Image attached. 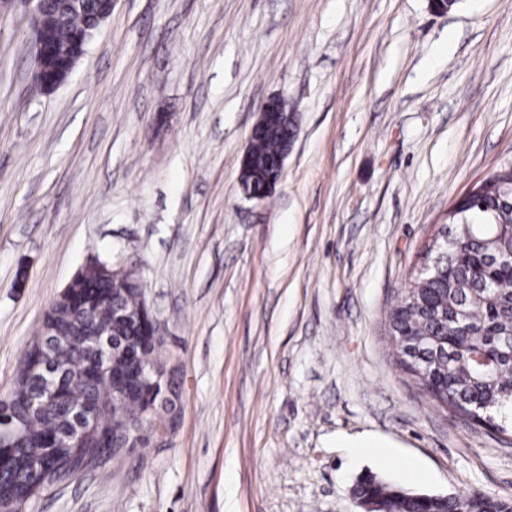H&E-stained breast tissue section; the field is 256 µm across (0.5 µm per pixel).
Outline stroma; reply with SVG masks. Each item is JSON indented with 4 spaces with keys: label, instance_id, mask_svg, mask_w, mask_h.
<instances>
[{
    "label": "stroma",
    "instance_id": "obj_1",
    "mask_svg": "<svg viewBox=\"0 0 512 512\" xmlns=\"http://www.w3.org/2000/svg\"><path fill=\"white\" fill-rule=\"evenodd\" d=\"M0 13V397L89 257L136 264L183 379L167 441L24 512H365V473L512 500V444L436 405L388 316L448 210L512 162V0H115L67 80ZM297 121L263 203L251 128ZM357 436L390 463L353 456ZM418 469L409 478L406 464Z\"/></svg>",
    "mask_w": 512,
    "mask_h": 512
}]
</instances>
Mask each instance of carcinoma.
<instances>
[{"mask_svg": "<svg viewBox=\"0 0 512 512\" xmlns=\"http://www.w3.org/2000/svg\"><path fill=\"white\" fill-rule=\"evenodd\" d=\"M99 0H50L51 28L44 32L55 67L70 64L75 39L91 25ZM34 39V59L39 43ZM294 132L286 124L252 145L251 178L258 192L281 144ZM512 164L498 167L482 184L460 197L448 211V244L436 271L416 275L390 312V333L399 365L438 405L466 420L512 436ZM110 262L83 265L70 280V295L55 302L47 319L63 334L49 338L52 361L65 376L52 399L36 407L26 396L12 398L11 412L26 435L0 468V490L20 496L30 489L31 464L45 462L74 472L87 457L120 447L114 437L152 412L166 427L179 413L181 380L170 374L155 386L140 379L141 367L163 362L160 339L144 315L127 322L115 318V305L140 303L137 275L118 283ZM103 332L111 341L130 342L126 354L102 371V353L90 345ZM354 493L378 512H512V501L483 490L432 496L367 475Z\"/></svg>", "mask_w": 512, "mask_h": 512, "instance_id": "cac0c4a2", "label": "carcinoma"}]
</instances>
